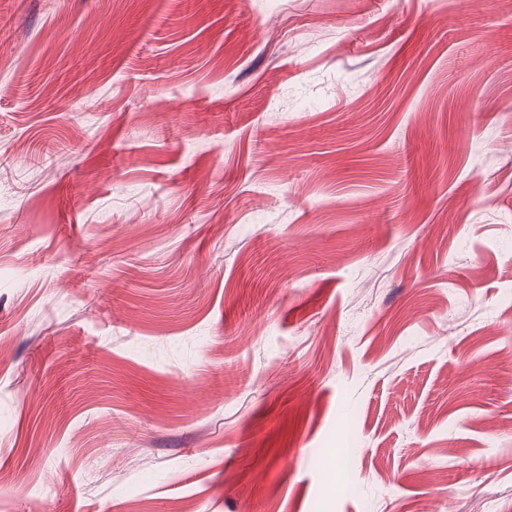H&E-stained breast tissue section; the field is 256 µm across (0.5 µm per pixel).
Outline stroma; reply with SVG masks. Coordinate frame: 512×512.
Instances as JSON below:
<instances>
[{
  "label": "stroma",
  "mask_w": 512,
  "mask_h": 512,
  "mask_svg": "<svg viewBox=\"0 0 512 512\" xmlns=\"http://www.w3.org/2000/svg\"><path fill=\"white\" fill-rule=\"evenodd\" d=\"M512 512V0H0V512Z\"/></svg>",
  "instance_id": "obj_1"
}]
</instances>
